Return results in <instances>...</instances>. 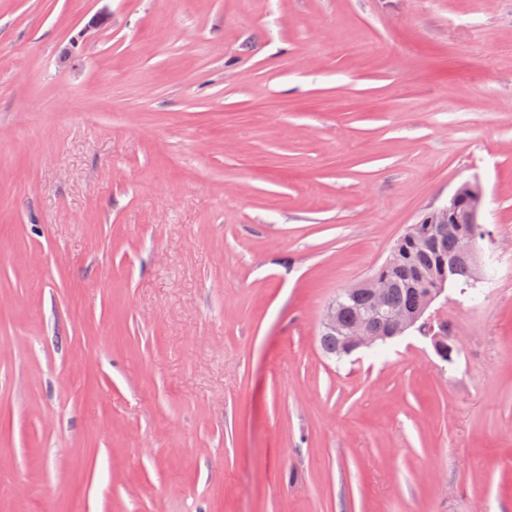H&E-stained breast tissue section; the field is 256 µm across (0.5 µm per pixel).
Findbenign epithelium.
Wrapping results in <instances>:
<instances>
[{
	"instance_id": "benign-epithelium-1",
	"label": "benign epithelium",
	"mask_w": 512,
	"mask_h": 512,
	"mask_svg": "<svg viewBox=\"0 0 512 512\" xmlns=\"http://www.w3.org/2000/svg\"><path fill=\"white\" fill-rule=\"evenodd\" d=\"M483 208V192L474 182L461 183L448 197V203L438 207L425 218L428 224H450L453 227L456 244V257L467 262L473 269V278L478 279L482 274V266L478 256V239L484 236L481 229V213ZM400 258V247H394L381 268L371 277L362 282L347 287L341 291L345 297L352 298L361 289L373 297V306L387 323L386 335L398 337L410 330L417 331L430 340L436 347L443 342L442 330L435 325L445 321V318L432 310L433 303L439 299L444 290L436 294H426L418 308L411 313L389 310L384 303V291L389 285L386 272L394 266ZM321 332L337 333L344 338L348 351H358L375 344L379 337L368 331L363 322L345 327L336 318V303H330L323 315Z\"/></svg>"
}]
</instances>
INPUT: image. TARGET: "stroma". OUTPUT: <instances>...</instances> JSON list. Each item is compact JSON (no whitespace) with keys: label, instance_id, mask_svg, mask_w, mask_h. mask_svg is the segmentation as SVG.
I'll use <instances>...</instances> for the list:
<instances>
[{"label":"stroma","instance_id":"obj_1","mask_svg":"<svg viewBox=\"0 0 512 512\" xmlns=\"http://www.w3.org/2000/svg\"><path fill=\"white\" fill-rule=\"evenodd\" d=\"M466 180L454 363L325 358ZM76 506L512 512V0H0V512Z\"/></svg>","mask_w":512,"mask_h":512}]
</instances>
